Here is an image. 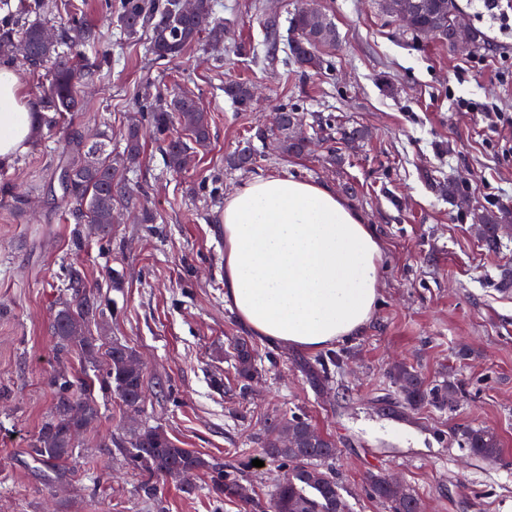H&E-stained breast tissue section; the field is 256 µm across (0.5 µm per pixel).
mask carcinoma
<instances>
[{
  "instance_id": "carcinoma-1",
  "label": "carcinoma",
  "mask_w": 512,
  "mask_h": 512,
  "mask_svg": "<svg viewBox=\"0 0 512 512\" xmlns=\"http://www.w3.org/2000/svg\"><path fill=\"white\" fill-rule=\"evenodd\" d=\"M72 10L71 24L57 38L44 39L42 24L30 21H5L0 24V55L9 53L20 41L28 44L29 55L23 59L26 70L34 73L53 63L49 84L32 102L35 119L48 129H53L65 115L84 110V101L77 86L85 76L80 63L81 49L93 47L98 42L95 33L78 17V8L68 3ZM410 18L404 23L411 34L421 35V30H438L439 39L454 47L455 42L445 23L460 11L457 0H410ZM216 5L213 0H195L193 13L180 11L179 0H119L114 23L119 36L131 38L138 29L152 31L150 51L159 59H176L183 56L200 39L203 30H209L211 39L224 36V27L214 18ZM293 38L288 47L291 63L304 70L317 72L323 68V53L335 42L332 23L326 17L316 20L305 9L298 8L290 21ZM224 92L242 110L251 107L253 93L243 83H229ZM147 119L162 149L167 167L174 171L185 169L191 160V145L203 146L210 138L208 112L194 95L172 88L158 94L146 105ZM282 120L276 126L277 148L286 154L302 155L308 152V141L295 136L292 124L299 121L294 109L280 108ZM124 149L112 158V138L101 134L87 150L90 161L72 163L65 169L62 182L63 198L75 211L78 219L96 224L100 232H112V210L121 203L135 199V189L125 181L122 171L136 162L143 147L138 126L127 129ZM255 150L247 145L229 159V166L245 169L255 163ZM505 217L492 211L480 215L484 226L483 247L488 251L499 249L502 221ZM71 287L76 289L75 300L66 303L57 312L54 322L56 350L67 354L78 349L85 357L103 356V364L94 370V376L70 380L59 376L51 380L54 402L31 448L38 460L57 475L66 472V464L73 458L76 426L86 427L99 417L95 390L112 391L122 405L136 412L144 401L143 371L127 367L133 350L114 343L101 348L96 340L86 334V327L102 314L101 303L91 289H86L81 274L71 275ZM238 376L245 383L257 374L254 364L255 349L251 340L239 336L233 342ZM399 387V404L403 409L423 405L438 408L452 404L457 396L451 384L425 385L417 371L399 366L393 373ZM286 425L294 438V446L277 439L264 441L265 453L281 461L284 480L269 495L268 512H347L342 486L332 463L336 459V442L317 432L302 415H293L285 422L273 421L270 427ZM471 454L485 460L496 459L501 451L498 436L491 430L468 427L461 434ZM127 462L143 473L140 484L143 498L154 499L159 484L177 481L197 472L209 473V488L219 500L245 498V487L237 474L224 466L208 461L185 448L179 447L160 427H145L134 434L124 447ZM371 494L387 504L390 512H420L418 499L406 488L381 476L370 479Z\"/></svg>"
}]
</instances>
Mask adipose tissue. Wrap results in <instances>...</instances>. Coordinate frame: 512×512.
Returning <instances> with one entry per match:
<instances>
[{
    "label": "adipose tissue",
    "mask_w": 512,
    "mask_h": 512,
    "mask_svg": "<svg viewBox=\"0 0 512 512\" xmlns=\"http://www.w3.org/2000/svg\"><path fill=\"white\" fill-rule=\"evenodd\" d=\"M33 115L0 66V164L34 141ZM224 229V300L254 336L315 351L360 335L378 301L380 241L327 185L258 176L234 191Z\"/></svg>",
    "instance_id": "adipose-tissue-1"
}]
</instances>
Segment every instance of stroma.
Masks as SVG:
<instances>
[{
    "instance_id": "1",
    "label": "stroma",
    "mask_w": 512,
    "mask_h": 512,
    "mask_svg": "<svg viewBox=\"0 0 512 512\" xmlns=\"http://www.w3.org/2000/svg\"><path fill=\"white\" fill-rule=\"evenodd\" d=\"M224 41L201 39L182 58L160 60L150 29L121 42L104 0H82L99 36L88 50L86 108L43 131L24 154L0 164V512H260L284 471L266 457L271 419L305 416L336 442L333 466L350 512H388L369 494V476L398 479L422 512H512V238L486 251L483 210L512 211V0H458L463 21L484 31L487 49L461 53L415 37L384 12L383 0H318L336 47L314 73L289 63L290 19L303 0H219ZM256 87L238 110L228 82ZM190 89L210 116V142L186 172L167 168L146 137L131 174L134 203L120 206L109 236L77 220L62 198L61 168L99 132L124 148L140 106L174 86ZM297 109L315 145L277 151L270 129L279 108ZM366 130L344 143L343 126ZM251 142L262 160L233 169L228 157ZM259 175L330 185L374 228L383 251L379 297L364 332L336 342L341 370L312 386L320 354L255 340L259 376L237 380L232 341L246 330L224 303V232L216 217L235 189ZM463 184L448 197L449 182ZM151 210L153 223L141 221ZM105 312L92 336L123 343L142 363L145 398L128 418L113 394H98L100 418L77 440L63 477L35 460L30 443L52 402L50 374L91 371L78 354L58 357L52 324L74 296L71 268ZM428 385L459 388L452 407L389 410L394 365ZM160 426L179 447L237 470L256 504L216 501L208 477L164 483L160 501L139 495L142 477L121 448L133 430ZM497 433L490 462L460 432ZM113 445L100 447L104 436Z\"/></svg>"
}]
</instances>
